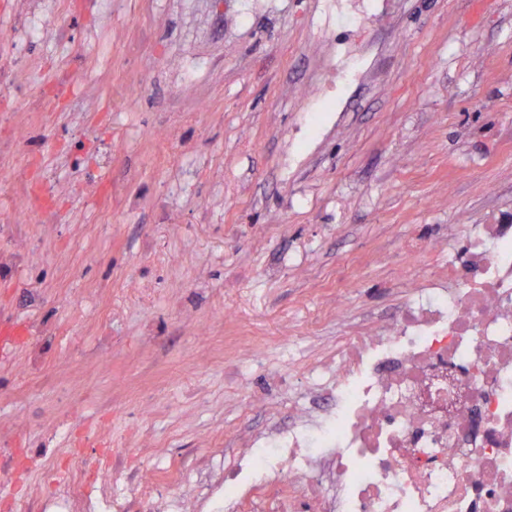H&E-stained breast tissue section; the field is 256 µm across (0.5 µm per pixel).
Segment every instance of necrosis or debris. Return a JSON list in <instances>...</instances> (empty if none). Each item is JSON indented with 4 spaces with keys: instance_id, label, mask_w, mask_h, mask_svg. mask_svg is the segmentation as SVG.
I'll use <instances>...</instances> for the list:
<instances>
[{
    "instance_id": "necrosis-or-debris-1",
    "label": "necrosis or debris",
    "mask_w": 512,
    "mask_h": 512,
    "mask_svg": "<svg viewBox=\"0 0 512 512\" xmlns=\"http://www.w3.org/2000/svg\"><path fill=\"white\" fill-rule=\"evenodd\" d=\"M460 261L439 265L415 240L427 280L381 322L337 337L288 424L248 440L207 501L178 494L166 471L130 480L144 512H512V216L468 224ZM72 452L32 512H126L106 471Z\"/></svg>"
}]
</instances>
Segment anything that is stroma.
<instances>
[{
	"label": "stroma",
	"mask_w": 512,
	"mask_h": 512,
	"mask_svg": "<svg viewBox=\"0 0 512 512\" xmlns=\"http://www.w3.org/2000/svg\"><path fill=\"white\" fill-rule=\"evenodd\" d=\"M12 26L24 88L85 83L0 156L55 212L0 223V448L39 459L0 470L10 512L81 446L192 458L204 496L272 420L248 396L287 421L347 325L409 298V239L457 261L459 225L512 214V0H0Z\"/></svg>",
	"instance_id": "stroma-1"
}]
</instances>
